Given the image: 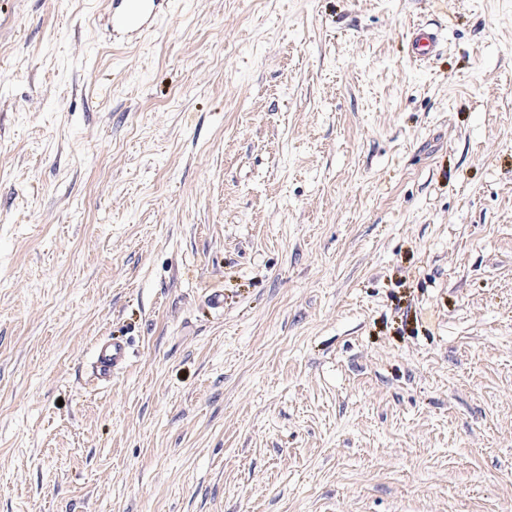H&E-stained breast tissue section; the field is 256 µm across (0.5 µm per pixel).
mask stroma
<instances>
[{
    "instance_id": "obj_1",
    "label": "stroma",
    "mask_w": 512,
    "mask_h": 512,
    "mask_svg": "<svg viewBox=\"0 0 512 512\" xmlns=\"http://www.w3.org/2000/svg\"><path fill=\"white\" fill-rule=\"evenodd\" d=\"M108 10L0 0V512H512V0ZM170 4L171 0H112L108 28L113 35L140 39L160 25ZM411 52L416 60L428 59L435 51L437 37L427 27L414 28L410 36ZM129 360V344L123 340L111 339L95 347V369L102 380L124 368Z\"/></svg>"
}]
</instances>
